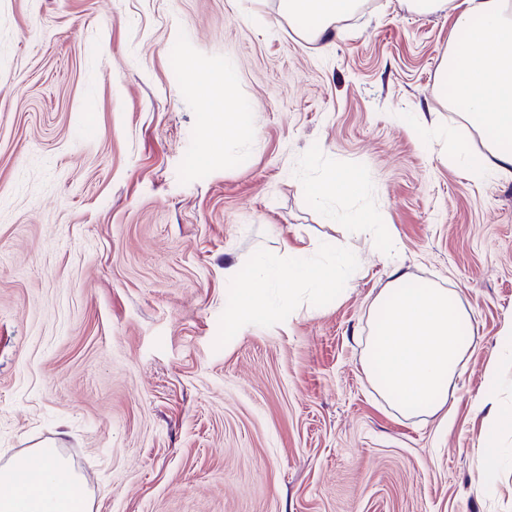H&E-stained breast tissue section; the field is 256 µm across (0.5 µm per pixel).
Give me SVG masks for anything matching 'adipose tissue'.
<instances>
[{
	"instance_id": "1",
	"label": "adipose tissue",
	"mask_w": 512,
	"mask_h": 512,
	"mask_svg": "<svg viewBox=\"0 0 512 512\" xmlns=\"http://www.w3.org/2000/svg\"><path fill=\"white\" fill-rule=\"evenodd\" d=\"M282 6L290 20L320 37L337 33L339 22L353 16L361 0H282ZM454 28L458 37L448 44L432 93L448 97L462 112L485 152L471 155L456 131L448 129L442 133L448 163L466 166L477 180L511 176L512 55L502 47L512 41V0H463ZM361 191L360 182L333 166L324 168L307 187L309 197L318 203L338 193L354 197ZM354 269L353 257L342 252L326 270L306 249L293 250L288 265L263 263L261 275L247 288L229 294V303L236 307L231 320L247 322L253 306L265 305L269 281L308 284L317 306L340 297ZM372 309L363 362L368 378L401 414L438 415L473 346L470 310L447 289L413 282L397 269ZM0 512H90V502L66 461L44 448L0 468Z\"/></svg>"
}]
</instances>
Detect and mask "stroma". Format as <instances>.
Here are the masks:
<instances>
[{
  "label": "stroma",
  "instance_id": "1",
  "mask_svg": "<svg viewBox=\"0 0 512 512\" xmlns=\"http://www.w3.org/2000/svg\"><path fill=\"white\" fill-rule=\"evenodd\" d=\"M453 24L365 0L315 40L280 0H0V462L53 446L94 512H512V177L433 135L484 150L431 93ZM228 69L238 138L206 108ZM329 165L365 196L315 204ZM328 241L359 263L339 299L228 327L226 265ZM396 266L472 313L444 421L363 370Z\"/></svg>",
  "mask_w": 512,
  "mask_h": 512
}]
</instances>
